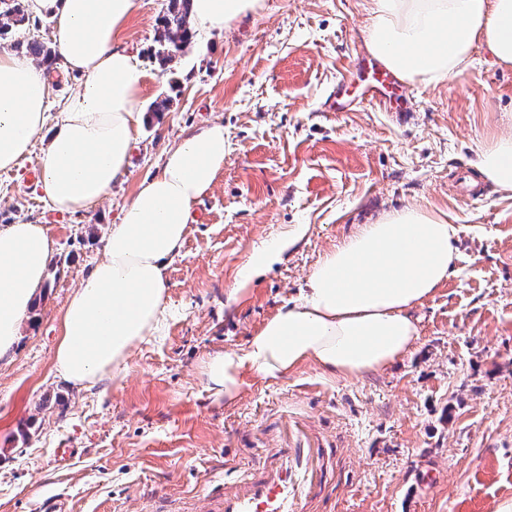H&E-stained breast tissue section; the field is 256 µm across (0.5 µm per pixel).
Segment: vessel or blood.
Listing matches in <instances>:
<instances>
[{
  "label": "vessel or blood",
  "mask_w": 512,
  "mask_h": 512,
  "mask_svg": "<svg viewBox=\"0 0 512 512\" xmlns=\"http://www.w3.org/2000/svg\"><path fill=\"white\" fill-rule=\"evenodd\" d=\"M365 71L359 84H338L332 103L357 99L387 105L386 90L394 78L373 62ZM334 451L333 444L295 431L292 439H280L271 454L258 457L219 497L208 498L205 512H309L336 481Z\"/></svg>",
  "instance_id": "vessel-or-blood-1"
}]
</instances>
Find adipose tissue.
<instances>
[{
	"mask_svg": "<svg viewBox=\"0 0 512 512\" xmlns=\"http://www.w3.org/2000/svg\"><path fill=\"white\" fill-rule=\"evenodd\" d=\"M143 0H27L34 18L53 21L61 66L83 76L81 89L50 116L51 74L32 58L0 51V170L11 171L43 136L39 189L52 209L76 214L95 206L124 179L136 134L143 73L122 45ZM262 7V0H192L191 28L224 32ZM366 53L399 80L445 85L482 50L512 68V0H373L363 31ZM226 154L224 126L209 123L165 154L144 179L120 223L68 299L55 368L91 387L119 373L130 347L155 335L166 311L165 272L179 257L196 203L210 190ZM472 167L497 192L512 195V135L474 150ZM306 228L298 224L256 249L240 287L263 275ZM459 225L447 213L407 204L360 225L328 251L289 301L243 351L211 359L207 375L234 401L242 375L284 377L312 363L333 378H359L407 354L419 336L412 310L434 295L459 259ZM56 243L40 224L0 227V360L14 353L36 296L46 283Z\"/></svg>",
	"mask_w": 512,
	"mask_h": 512,
	"instance_id": "adipose-tissue-1",
	"label": "adipose tissue"
}]
</instances>
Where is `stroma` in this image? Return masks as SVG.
I'll list each match as a JSON object with an SVG mask.
<instances>
[{
	"label": "stroma",
	"mask_w": 512,
	"mask_h": 512,
	"mask_svg": "<svg viewBox=\"0 0 512 512\" xmlns=\"http://www.w3.org/2000/svg\"><path fill=\"white\" fill-rule=\"evenodd\" d=\"M224 33L200 34L160 73L151 52L166 0H144L124 43L144 74L128 176L90 212L62 215L41 197L45 146L0 172V226L42 224L57 242L48 276L10 359L0 361V512H186L203 506L227 461L269 453L289 420L336 440V485L312 512H498L512 502V197L477 179L476 146L512 133V69L475 51L440 88L408 86L389 110L326 109L356 80L371 0H264ZM164 111H156L157 103ZM227 154L167 270L168 315L115 378L85 388L54 368L67 297L102 259L139 184L166 151L210 122ZM407 203L460 225L459 261L413 312L420 336L394 365L335 379L314 365L285 378L246 374L237 399L205 375L243 350L299 295L311 269L359 225ZM300 243L246 290L254 249L293 225ZM61 448L74 449L67 464Z\"/></svg>",
	"instance_id": "obj_1"
}]
</instances>
